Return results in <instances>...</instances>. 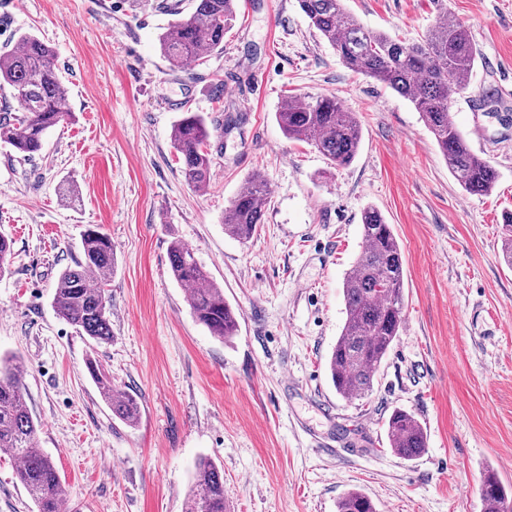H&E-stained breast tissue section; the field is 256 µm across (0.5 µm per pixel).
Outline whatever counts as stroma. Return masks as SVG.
Masks as SVG:
<instances>
[{
  "label": "stroma",
  "instance_id": "1",
  "mask_svg": "<svg viewBox=\"0 0 512 512\" xmlns=\"http://www.w3.org/2000/svg\"><path fill=\"white\" fill-rule=\"evenodd\" d=\"M478 50L450 114L498 172L466 192L406 97L346 68L297 0H238L223 50L182 69L158 37L192 0H0V51L29 33L52 47L71 117L27 157L0 142V358L25 367L37 447L52 458L72 512H184L194 464L224 472L228 512H336L361 490L378 512H485L481 475L512 491V0H447ZM367 29L415 38L433 0H346ZM333 96L362 128L336 167L288 139L287 97ZM187 112L223 123L211 180L188 185L173 147ZM270 194L246 243L224 211L253 175ZM381 212L401 246L405 324L371 391L345 399L327 371L344 323L343 282L362 249V214ZM112 240L106 286L112 340L97 346L52 305L81 234ZM180 240L239 314L211 336L169 273ZM99 361L140 417H113L87 371ZM413 413L427 450L389 444L394 409ZM0 451V512H36Z\"/></svg>",
  "mask_w": 512,
  "mask_h": 512
}]
</instances>
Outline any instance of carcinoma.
Segmentation results:
<instances>
[{"instance_id": "obj_1", "label": "carcinoma", "mask_w": 512, "mask_h": 512, "mask_svg": "<svg viewBox=\"0 0 512 512\" xmlns=\"http://www.w3.org/2000/svg\"><path fill=\"white\" fill-rule=\"evenodd\" d=\"M189 14L175 20L159 36L162 55L174 68L200 62L224 46V34L236 17L235 0H194ZM435 25L409 41L385 32L366 30L345 8L344 0H298L299 8L328 43L342 64L373 78L407 97L422 114L459 185L469 193H487L497 180L495 169L476 155L449 118L454 95L466 88L477 51L467 29L448 16L445 0H434ZM9 86L22 111H0V141L33 155L41 150L45 133L69 119L67 91L56 71L55 52L31 34L18 37L15 47L0 53V84ZM283 133L313 145L334 166L353 161L361 143V128L354 113L345 111L334 97L290 96L276 113ZM198 113H188L172 129L181 173L196 189L209 184L212 160L207 150L211 132ZM268 200L265 181L255 176L224 211V232L250 241L262 223ZM363 249L343 282L346 318L328 360L336 393L360 397L373 386L375 374L388 356L404 323V268L400 244L380 212L362 215ZM503 261L512 266V213L504 222ZM83 259L60 275L53 297L56 314L97 345L112 339L105 284L112 275L111 239L94 227L81 238ZM173 279L190 287L187 302L195 319L212 336L226 341L238 331V315L224 300V290L209 276L194 252L175 239L169 246ZM112 415L132 426L139 418V403L129 392L104 377L96 361L87 364ZM390 447L406 460L420 457L427 434L404 410L392 411L386 422ZM38 422L27 405L23 370L13 358L0 361V451L18 461L16 479L37 512H70L58 470L37 448ZM480 498L487 512H512V500L496 473L484 474ZM185 512H227L224 473L208 457L195 462L185 497ZM337 512H376L364 493L351 490L337 502Z\"/></svg>"}]
</instances>
